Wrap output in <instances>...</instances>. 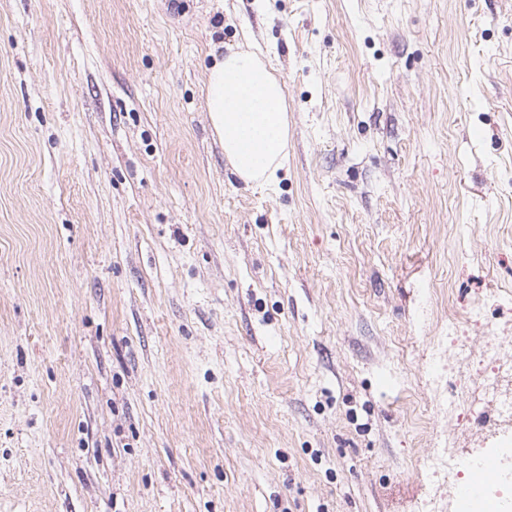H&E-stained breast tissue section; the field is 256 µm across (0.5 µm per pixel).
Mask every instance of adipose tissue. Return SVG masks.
I'll list each match as a JSON object with an SVG mask.
<instances>
[{"label":"adipose tissue","mask_w":512,"mask_h":512,"mask_svg":"<svg viewBox=\"0 0 512 512\" xmlns=\"http://www.w3.org/2000/svg\"><path fill=\"white\" fill-rule=\"evenodd\" d=\"M206 93L233 173L247 183H271L288 152V109L285 85L264 54L248 49L215 58Z\"/></svg>","instance_id":"1"}]
</instances>
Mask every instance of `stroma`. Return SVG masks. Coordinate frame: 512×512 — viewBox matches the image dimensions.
<instances>
[{
    "label": "stroma",
    "mask_w": 512,
    "mask_h": 512,
    "mask_svg": "<svg viewBox=\"0 0 512 512\" xmlns=\"http://www.w3.org/2000/svg\"><path fill=\"white\" fill-rule=\"evenodd\" d=\"M252 44L263 186L206 103ZM490 294L512 336V0H0V512H458ZM211 126L232 172L270 184L288 152L286 88L264 54L252 49L215 57L206 85ZM465 325L454 317L448 318V376L457 380L456 389L448 395V416L459 426L473 416L472 404L476 399H487L489 420L482 424L485 429L498 422V427L512 424V351L508 357L502 354V336H469ZM511 383V384H510ZM486 394L489 397L486 398ZM433 467L436 473L448 471V479L454 476L460 478L469 470L461 466L460 459H458L456 453L446 449L435 457Z\"/></svg>",
    "instance_id": "stroma-1"
}]
</instances>
